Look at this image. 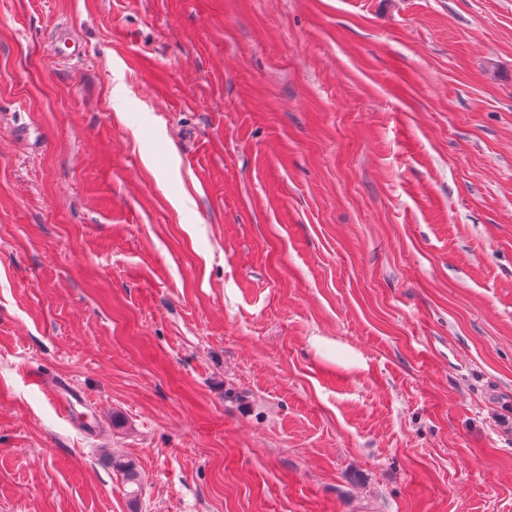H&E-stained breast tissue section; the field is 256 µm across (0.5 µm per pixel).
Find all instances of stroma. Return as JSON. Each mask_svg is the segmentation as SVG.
Listing matches in <instances>:
<instances>
[{"label": "stroma", "mask_w": 512, "mask_h": 512, "mask_svg": "<svg viewBox=\"0 0 512 512\" xmlns=\"http://www.w3.org/2000/svg\"><path fill=\"white\" fill-rule=\"evenodd\" d=\"M0 512H512V0H0ZM112 464V469L120 472L126 483L133 487L129 492V499L131 506H135L137 503V496L140 485V472L137 464L134 460L122 457H115L112 455V459L110 460Z\"/></svg>", "instance_id": "1"}]
</instances>
